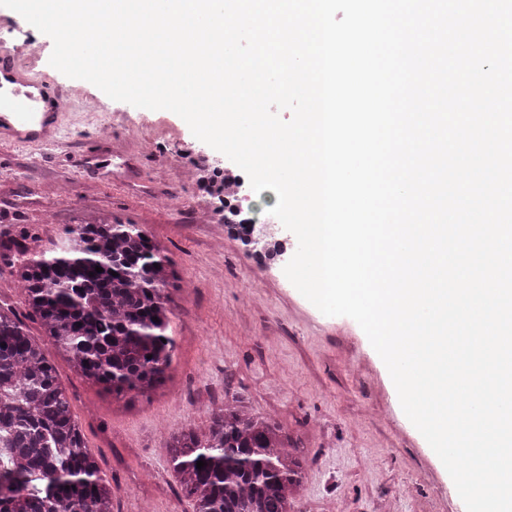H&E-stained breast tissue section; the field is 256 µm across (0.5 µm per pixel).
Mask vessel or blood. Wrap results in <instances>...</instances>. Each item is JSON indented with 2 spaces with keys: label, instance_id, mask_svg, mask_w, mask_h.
<instances>
[{
  "label": "vessel or blood",
  "instance_id": "obj_1",
  "mask_svg": "<svg viewBox=\"0 0 512 512\" xmlns=\"http://www.w3.org/2000/svg\"><path fill=\"white\" fill-rule=\"evenodd\" d=\"M26 26L18 14L0 22V141L41 146L57 142L69 115L54 79L8 47Z\"/></svg>",
  "mask_w": 512,
  "mask_h": 512
}]
</instances>
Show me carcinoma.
Returning a JSON list of instances; mask_svg holds the SVG:
<instances>
[{"mask_svg":"<svg viewBox=\"0 0 512 512\" xmlns=\"http://www.w3.org/2000/svg\"><path fill=\"white\" fill-rule=\"evenodd\" d=\"M27 254L6 249L0 259L18 268L52 347L0 305V512H112V483L85 444L50 349L117 402L151 399L176 350L173 263L139 225L102 217L68 227L48 255ZM163 452L193 512H294L301 440L237 396L212 411L206 431L183 428Z\"/></svg>","mask_w":512,"mask_h":512,"instance_id":"cac0c4a2","label":"carcinoma"}]
</instances>
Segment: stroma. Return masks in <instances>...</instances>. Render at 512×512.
Segmentation results:
<instances>
[{
	"instance_id": "1",
	"label": "stroma",
	"mask_w": 512,
	"mask_h": 512,
	"mask_svg": "<svg viewBox=\"0 0 512 512\" xmlns=\"http://www.w3.org/2000/svg\"><path fill=\"white\" fill-rule=\"evenodd\" d=\"M32 62L66 98H91L58 146L0 144V241L30 255L52 250L89 216L141 225L186 287L171 320L177 348L165 388L117 406L52 355L88 448L112 483V512H193L161 450L170 435L205 429L225 395L301 438L307 464L295 512H457L443 474L404 425L395 396L358 328L322 314L283 264L245 250L223 221L208 222L186 165L229 159L168 110L115 101L51 68L52 39L32 35Z\"/></svg>"
}]
</instances>
